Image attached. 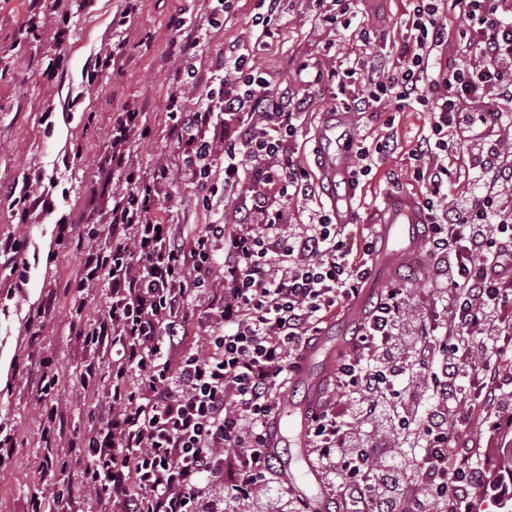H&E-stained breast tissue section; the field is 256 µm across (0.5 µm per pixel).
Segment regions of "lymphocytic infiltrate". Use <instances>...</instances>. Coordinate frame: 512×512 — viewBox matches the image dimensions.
<instances>
[{
  "label": "lymphocytic infiltrate",
  "instance_id": "f902f5d3",
  "mask_svg": "<svg viewBox=\"0 0 512 512\" xmlns=\"http://www.w3.org/2000/svg\"><path fill=\"white\" fill-rule=\"evenodd\" d=\"M412 4L391 67L355 107L426 115L413 176L427 186L418 206L427 244L446 258L435 281L448 303L434 318L402 283L385 288L309 415L312 465L346 512H469L486 477L467 441L475 411L491 433H512V208L497 180L463 178L459 167L512 175V150L472 134L504 119L483 102L512 92V0ZM452 13L471 54L454 67L443 61ZM210 80L205 96L192 82L169 94L171 131L189 154L185 175L204 185L222 165L223 193L245 194L247 210L192 233L164 219L171 171L134 165L146 128L126 109L89 199L108 208L97 225L67 227L83 251L76 292L103 283L110 293L104 314L72 334L116 357L109 396L69 453L45 464L80 479L101 512H258L275 489L268 437L281 396L324 326L358 298L377 251L333 211L312 210L304 224L288 216L290 200L311 194L296 146L304 101L233 49ZM41 181L23 178L12 201L20 223L54 212ZM200 301L208 312L195 322L188 308ZM194 327L204 334L196 349L186 345Z\"/></svg>",
  "mask_w": 512,
  "mask_h": 512
}]
</instances>
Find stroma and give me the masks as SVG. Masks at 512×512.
<instances>
[{"label":"stroma","mask_w":512,"mask_h":512,"mask_svg":"<svg viewBox=\"0 0 512 512\" xmlns=\"http://www.w3.org/2000/svg\"><path fill=\"white\" fill-rule=\"evenodd\" d=\"M54 0H0V239L10 236L29 241L27 279L0 266V431L10 435L12 456L0 466V512H27L28 501L42 492L41 512H59L46 488L58 482V473L46 470L47 450L41 431L51 407L63 414L61 435L70 439L82 434L98 398L106 396L110 380L105 370L111 354L100 357L104 367L98 376L96 394L82 387L86 353L71 335L78 294L70 283L80 268L82 255L73 244L58 242L56 217H80L86 210L87 193L95 179L99 158L109 147L112 122L121 109L144 113L148 135L132 148L136 166L150 169L165 161L176 173L164 188L161 203L170 223L203 228L224 220L222 205L203 209L202 193L190 179L180 176L182 151L169 135L171 122L165 100L177 79L198 77L197 94H205V81L216 54L229 46L249 54L252 64L278 84L310 98L303 130L297 138L300 158L310 174H317L316 133L330 112L340 116L339 128L358 140L375 141L386 134L383 116L350 111L346 103L350 88L338 76L356 58L364 57L359 38L369 30L377 49L390 52L406 37L403 25L409 0H358L354 12L328 26L316 20L310 0H283L280 27L264 50H256L260 28L251 24L258 13L257 0H232L223 29L204 34V48L185 56L171 53L167 25L174 16L197 27L207 7L205 0H143L142 9L125 33L126 46L117 67L102 73L98 85L86 88L82 76L100 48L112 41V17L121 0H93L81 8L70 0V27L65 44L55 47L54 28L45 25L35 34L23 33L33 11L52 17ZM308 68L298 71L299 61ZM421 112H399L394 126L398 146L393 154L376 159L369 177L363 178L355 197L344 187L329 189L313 183L309 199L289 203L293 223L303 224L310 210L329 205L331 200L350 203L357 221L349 231L356 236L368 232V222L382 210L390 192L421 197L425 189L411 176L410 152L424 126ZM42 171L55 185L59 197L56 217L36 224H22L9 209V192L23 176ZM412 267L396 265L388 279H401L411 288L418 306L432 312L443 307L441 300L423 292L424 275L434 272L436 256L423 249ZM384 286L369 283L356 308L331 320L326 332L334 345L330 365L347 349L360 323L374 306ZM41 315L44 328L31 335L29 316ZM55 373V391L41 397L37 390L43 370ZM468 445L489 464L488 483L472 500L473 512H499L498 492L503 475L494 466L495 448L486 430L472 428Z\"/></svg>","instance_id":"1"}]
</instances>
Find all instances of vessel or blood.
<instances>
[{"label":"vessel or blood","instance_id":"1","mask_svg":"<svg viewBox=\"0 0 512 512\" xmlns=\"http://www.w3.org/2000/svg\"><path fill=\"white\" fill-rule=\"evenodd\" d=\"M336 117L328 115L318 135L328 155L319 166L321 182L332 184L336 179H350L352 176V153L347 139L335 136ZM387 218L382 223L373 225L371 233L388 256H406L419 252L425 244L423 226L415 199L407 194L390 195L385 199ZM330 349L326 341H319L306 354L302 372L303 378H311L315 371L324 367V358Z\"/></svg>","mask_w":512,"mask_h":512}]
</instances>
